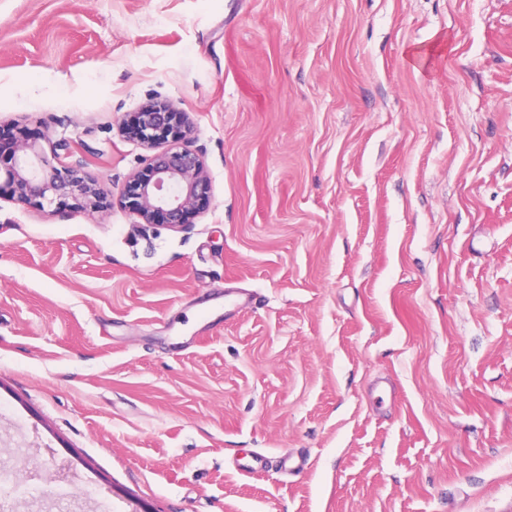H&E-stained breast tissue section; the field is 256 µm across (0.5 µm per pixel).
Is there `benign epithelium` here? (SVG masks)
I'll return each mask as SVG.
<instances>
[{
	"instance_id": "obj_1",
	"label": "benign epithelium",
	"mask_w": 512,
	"mask_h": 512,
	"mask_svg": "<svg viewBox=\"0 0 512 512\" xmlns=\"http://www.w3.org/2000/svg\"><path fill=\"white\" fill-rule=\"evenodd\" d=\"M120 134L138 142L149 154L132 171L119 195L105 191L71 156L65 142L44 150L27 139L8 143L0 153V196L8 195L49 208L52 215L71 210L95 214L117 204L139 224H164L184 231L210 199L211 180L203 152L191 145L190 116L166 101H151L125 115Z\"/></svg>"
}]
</instances>
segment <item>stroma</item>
Returning a JSON list of instances; mask_svg holds the SVG:
<instances>
[{
    "mask_svg": "<svg viewBox=\"0 0 512 512\" xmlns=\"http://www.w3.org/2000/svg\"><path fill=\"white\" fill-rule=\"evenodd\" d=\"M151 100L189 229L0 199V512H512V0H0V136Z\"/></svg>",
    "mask_w": 512,
    "mask_h": 512,
    "instance_id": "1",
    "label": "stroma"
}]
</instances>
